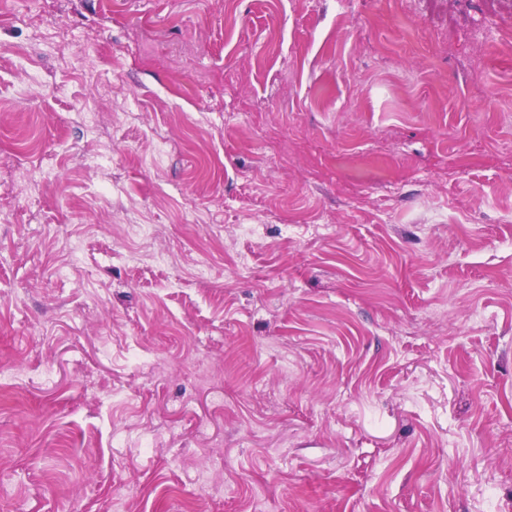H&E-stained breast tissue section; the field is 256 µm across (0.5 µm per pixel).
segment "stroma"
<instances>
[{"label":"stroma","instance_id":"1","mask_svg":"<svg viewBox=\"0 0 512 512\" xmlns=\"http://www.w3.org/2000/svg\"><path fill=\"white\" fill-rule=\"evenodd\" d=\"M0 512H512V0H0Z\"/></svg>","mask_w":512,"mask_h":512}]
</instances>
